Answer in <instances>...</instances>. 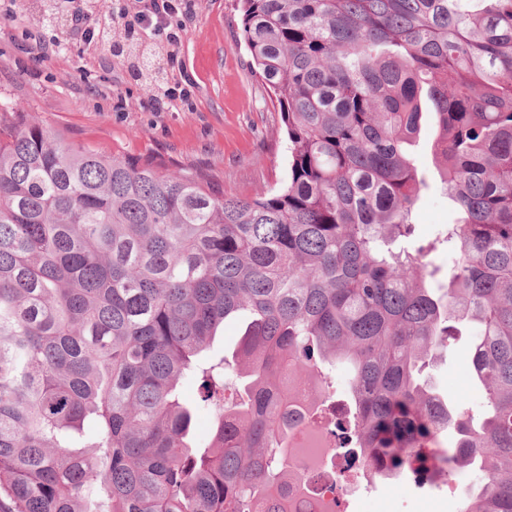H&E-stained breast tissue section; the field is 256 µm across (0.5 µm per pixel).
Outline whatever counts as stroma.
Listing matches in <instances>:
<instances>
[{
	"instance_id": "stroma-1",
	"label": "stroma",
	"mask_w": 512,
	"mask_h": 512,
	"mask_svg": "<svg viewBox=\"0 0 512 512\" xmlns=\"http://www.w3.org/2000/svg\"><path fill=\"white\" fill-rule=\"evenodd\" d=\"M237 4L197 0L177 66L159 75L162 84L188 88L191 100L153 112L143 108L148 94L127 78L124 59L85 41L67 20L41 27L34 0H0V99L70 142L199 174L225 192L253 197L284 176L287 153L272 94L251 75ZM29 33L59 39L67 50L34 59L22 48ZM471 344V329L463 327L428 375L445 399L477 409L483 397L470 373ZM348 512H458V499L442 486L408 490L380 479L357 488Z\"/></svg>"
}]
</instances>
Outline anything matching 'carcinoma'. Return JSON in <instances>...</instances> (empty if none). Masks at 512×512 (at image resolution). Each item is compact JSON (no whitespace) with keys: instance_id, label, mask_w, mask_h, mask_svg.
<instances>
[{"instance_id":"1","label":"carcinoma","mask_w":512,"mask_h":512,"mask_svg":"<svg viewBox=\"0 0 512 512\" xmlns=\"http://www.w3.org/2000/svg\"><path fill=\"white\" fill-rule=\"evenodd\" d=\"M252 76L274 95L288 167L241 199L197 175L75 145L0 101V512H286L321 389L342 448L396 474L483 479L460 512H512V0H239ZM430 151L455 218L413 213ZM248 318L237 382L201 362ZM473 328L474 425L421 379ZM199 382L215 413L193 439ZM431 135V127L428 124H423L416 146L414 147V157L419 169L427 172L428 176L435 177V169L429 148Z\"/></svg>"}]
</instances>
